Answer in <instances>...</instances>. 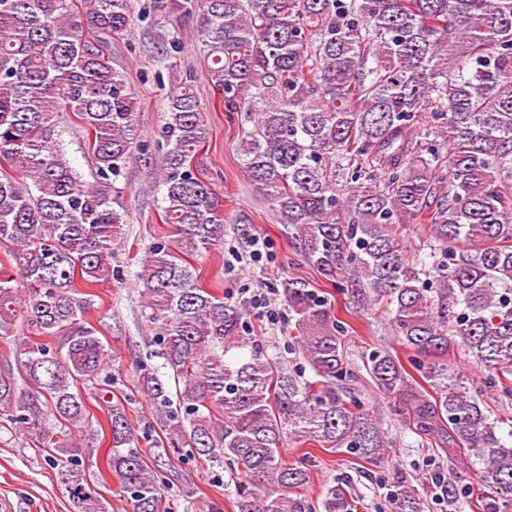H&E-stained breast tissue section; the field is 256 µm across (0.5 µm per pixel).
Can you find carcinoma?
<instances>
[{
  "instance_id": "cac0c4a2",
  "label": "carcinoma",
  "mask_w": 512,
  "mask_h": 512,
  "mask_svg": "<svg viewBox=\"0 0 512 512\" xmlns=\"http://www.w3.org/2000/svg\"><path fill=\"white\" fill-rule=\"evenodd\" d=\"M200 53L224 111L243 114V167L305 263L381 304L407 359L384 347L364 369L408 430L477 467L481 512H512V441L489 400L512 401V0H194ZM156 6L141 0H0V338L31 335L0 372V429H18L56 470L68 512H110L89 470L106 416L107 458L127 512H162L165 459L242 475L237 512H354L344 481L319 498L314 445L379 467L393 441L356 378L328 293L282 285L303 380L250 335L247 303L200 283L194 263L224 244V204L199 174L203 107L167 100L164 150L149 155L112 43ZM156 65L169 74L178 41ZM87 131L92 180L57 143L68 116ZM429 129L434 138L421 137ZM156 170L163 222L136 286L165 372L140 365L160 434L134 423L109 344L76 287L112 282L126 238L120 177ZM411 224L430 253L409 257ZM485 377L464 385L453 348ZM395 512H421L398 483Z\"/></svg>"
}]
</instances>
